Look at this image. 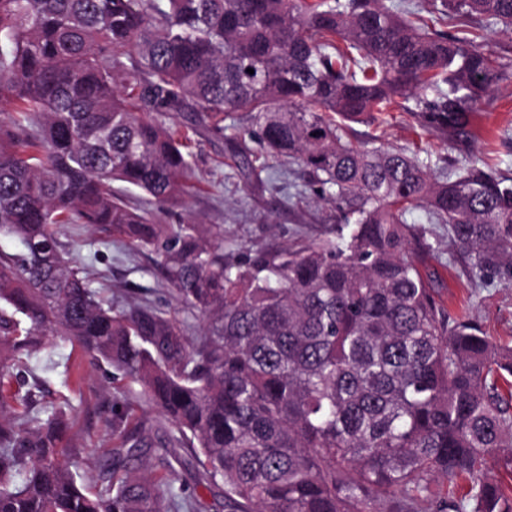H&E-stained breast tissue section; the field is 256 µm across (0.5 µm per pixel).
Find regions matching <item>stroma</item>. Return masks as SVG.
<instances>
[{
    "label": "stroma",
    "instance_id": "35a3bbf8",
    "mask_svg": "<svg viewBox=\"0 0 512 512\" xmlns=\"http://www.w3.org/2000/svg\"><path fill=\"white\" fill-rule=\"evenodd\" d=\"M446 31L512 59V32L502 26H483L470 19L448 25ZM177 121L191 138L192 177L186 192L159 208L148 195L115 183L116 192L130 207L159 210L161 223L173 227L195 222L206 238L237 258L276 246L297 248L340 231L333 206L316 199L298 167L266 158L253 140L236 135L240 113H226L220 131L200 126L193 112L181 113ZM474 132L471 147L461 151L447 138L424 132L412 115L396 109L382 120L353 125L351 139L360 144L421 147L429 173L438 179L447 176L449 166L468 158L512 177V79L501 82L484 100ZM413 218L433 246L424 261L438 277L449 315L468 311L488 336L512 342V286L488 287L470 279L458 250L448 244L446 227L427 223L421 210ZM62 240L106 297L125 305L152 303L186 322L193 335L202 327V320L188 314L169 291L160 252L150 247L131 249L123 238L94 232L82 224L66 226ZM7 367L10 373H23L26 381L38 383L43 410L64 414L66 438L81 450L73 467L79 480L98 490L105 487L99 474L121 439V429L112 424L111 407L116 399L127 409L124 427L141 426L149 442L138 452L136 463L166 471L165 453L157 443L172 427L145 401L139 383L111 381L110 367L92 366L76 343L56 337L48 338L27 359L8 362Z\"/></svg>",
    "mask_w": 512,
    "mask_h": 512
}]
</instances>
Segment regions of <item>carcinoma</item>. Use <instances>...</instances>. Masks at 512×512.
Wrapping results in <instances>:
<instances>
[{
  "mask_svg": "<svg viewBox=\"0 0 512 512\" xmlns=\"http://www.w3.org/2000/svg\"><path fill=\"white\" fill-rule=\"evenodd\" d=\"M409 14L385 0H0V104L13 107L0 235L24 248L0 253V361L53 333L139 383L224 512H512L498 476L512 475V345L448 315L410 220L424 210L468 273L512 286V178L468 161L432 179L417 151L346 132L398 96L422 130L466 144L512 62ZM433 14L512 26V0H440ZM190 108L215 125L245 113L236 134L296 162L349 233L235 259L196 225L169 231L116 198L114 181L159 206L181 192L175 118ZM64 224L162 250L200 336L153 305L112 304ZM36 397L0 402V512H196L169 475L126 470L132 432L101 471L109 488L78 481L81 449ZM440 479L467 490L438 494Z\"/></svg>",
  "mask_w": 512,
  "mask_h": 512,
  "instance_id": "1",
  "label": "carcinoma"
}]
</instances>
